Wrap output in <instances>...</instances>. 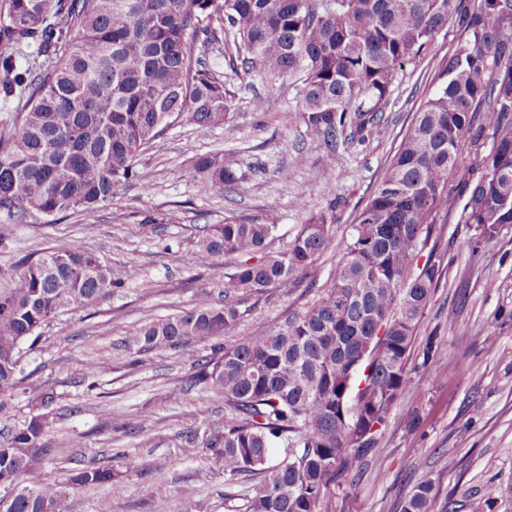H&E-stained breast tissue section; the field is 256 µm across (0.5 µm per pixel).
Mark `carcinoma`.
Instances as JSON below:
<instances>
[{"instance_id":"carcinoma-1","label":"carcinoma","mask_w":512,"mask_h":512,"mask_svg":"<svg viewBox=\"0 0 512 512\" xmlns=\"http://www.w3.org/2000/svg\"><path fill=\"white\" fill-rule=\"evenodd\" d=\"M0 0V42L34 45V69L0 52V90L19 103L0 120V211L36 222L80 208L91 214L116 186L140 179V156L171 124L200 130L231 122L232 101L193 39L232 40L233 64L300 82L294 118L331 158L380 124L396 75L427 54L455 19L462 35L441 60L438 88L421 102L381 181L352 225L350 242L320 295L264 333L196 359V384L224 394L206 420L211 458L235 480L258 475L246 512H328L327 494L374 452L409 376L418 322L442 277L422 245L436 216L464 197L460 221L491 236L512 224V0ZM492 129L476 181L464 165L475 114ZM202 190L242 179L219 153L194 162ZM337 198L308 214L285 250L265 245L263 223L208 224L196 259L209 267L242 257L224 294L287 295L327 249ZM24 285L0 295V415L19 372V347L62 310L115 286L83 248L48 251L27 264ZM237 304L206 294L188 311L139 328L137 354L224 336ZM49 414L30 417L0 446V480L18 484L50 451ZM273 448L283 449L270 464ZM112 467L75 470L68 484H112ZM60 483L21 486L8 512H66ZM433 482H419L401 512H429Z\"/></svg>"}]
</instances>
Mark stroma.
I'll list each match as a JSON object with an SVG mask.
<instances>
[{"label":"stroma","instance_id":"1","mask_svg":"<svg viewBox=\"0 0 512 512\" xmlns=\"http://www.w3.org/2000/svg\"><path fill=\"white\" fill-rule=\"evenodd\" d=\"M457 24L430 51L400 71L381 123L362 144L329 158L303 123L287 119L296 102L291 81L260 70L230 68L223 43L197 51L222 75L233 104L229 125L200 130L177 120L140 158L141 181L115 188L94 213L74 210L41 224H17L0 213V293L22 286V260L79 245L112 272L115 288L44 324L23 345L10 416L0 417V444L35 408L30 389L53 394L54 422L46 433L52 452L40 468L45 482L65 481L72 468L112 466L111 484L69 489V512H172L175 501L198 512H246L257 477L228 480L201 441L205 419L224 412L222 395L192 385L193 358L257 335L287 310L304 307L342 257L352 224L375 190L425 96L437 87L439 61L459 40ZM265 101L256 111L255 97ZM233 155L244 176L232 193L203 192L194 176L196 155ZM304 165H297V155ZM150 190H143V183ZM336 235L305 279L314 289L291 295L272 289L239 298L244 315L221 337L189 348L139 355L125 341L138 327L190 310L200 295L224 301L234 259L204 268L195 262L199 230L227 221L262 222L279 216L269 240L283 249L305 219L333 198ZM304 200L306 211L295 208ZM460 208L439 214L422 257L443 274L421 319L411 350L409 383L399 395L377 454L358 463L332 488L334 512H400L423 477L438 498L481 501L484 512H512V224L483 237L460 221ZM432 368L422 365L425 342ZM105 358L111 369L95 378L86 366ZM166 466V480L156 469Z\"/></svg>","mask_w":512,"mask_h":512}]
</instances>
